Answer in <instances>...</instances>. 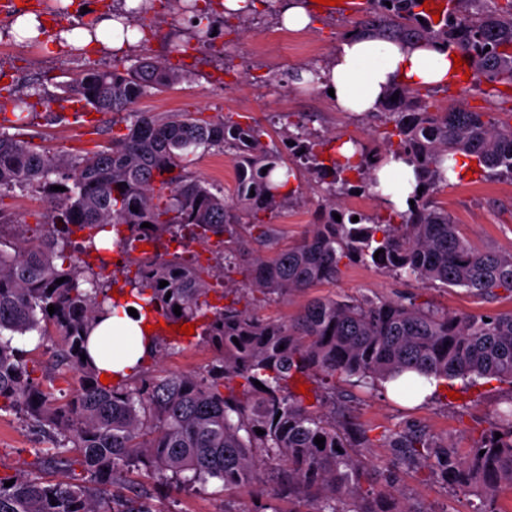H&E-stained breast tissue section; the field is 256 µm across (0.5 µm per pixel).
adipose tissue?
<instances>
[{
    "mask_svg": "<svg viewBox=\"0 0 512 512\" xmlns=\"http://www.w3.org/2000/svg\"><path fill=\"white\" fill-rule=\"evenodd\" d=\"M78 49L121 51L137 43L139 29L124 30L112 14L101 15L94 30L73 27L60 33ZM450 51L434 44L415 46L394 40L345 35L322 72L321 86L333 90L337 111L364 116L380 111L396 84L412 88L454 83ZM417 187L414 168L403 157L389 153L373 170V190L393 210L406 211ZM143 319L126 308L114 309L100 320L88 341V355L99 374L115 378L130 374L148 357Z\"/></svg>",
    "mask_w": 512,
    "mask_h": 512,
    "instance_id": "1",
    "label": "adipose tissue"
}]
</instances>
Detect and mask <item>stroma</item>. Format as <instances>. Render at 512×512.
Wrapping results in <instances>:
<instances>
[{
  "instance_id": "obj_1",
  "label": "stroma",
  "mask_w": 512,
  "mask_h": 512,
  "mask_svg": "<svg viewBox=\"0 0 512 512\" xmlns=\"http://www.w3.org/2000/svg\"><path fill=\"white\" fill-rule=\"evenodd\" d=\"M117 3L118 0H71L65 15L43 13L42 19L47 23L45 34L52 42L37 47L25 42L13 29L10 11H0V74H6L11 91L29 95L34 105L27 137L37 150L64 154L88 150L111 140V115L101 112L92 118L74 112L71 102L63 100L58 84L83 69L111 66L112 53L75 51L55 43L54 38L63 28L92 21ZM282 9L281 0H274L271 7L246 19L227 15L220 34L192 57L190 79L142 98L138 110L199 112L213 119L228 115L240 121L253 118L266 129L265 139L269 142L278 141L286 123L299 121L309 122L311 128L328 137L338 134L345 139L367 140L366 120L337 111L324 90L299 86L290 79L293 72L326 66L350 21L349 15L324 11L315 0H310L308 9L315 18L313 28L291 31L281 24ZM149 19L157 30L156 36L128 49V56L145 54L177 61L172 47L191 33L188 15L169 4L156 7ZM296 184L302 203L289 207L276 219L285 244L309 233L322 195V184L316 175L300 172ZM437 200L474 245L512 253V181L487 178L476 171L440 192ZM0 207L33 226L43 221L48 200L41 189H18L1 197ZM210 283L214 289L210 301H217V288L238 290L242 304L265 321L292 319L316 298L346 300L401 294L416 295L419 300L451 312L512 311V297L504 292L486 301L458 287H424L358 261L342 262L335 280L283 298L250 291L249 277L240 266L223 270L211 277ZM17 345L24 350L35 378L50 388L58 401L74 396L79 387L77 375L48 371L52 342L40 347L33 340L21 338ZM214 354V349L201 339L184 340L160 362H147L146 369L152 374H200ZM337 386L353 395L351 416L369 428L371 437L415 424L438 441L463 451L473 445L482 431L495 424L496 410L512 396V384L494 379L478 380L468 388L458 380L449 382L447 390L437 391L417 406L393 400L382 384L369 390L341 380ZM454 391L459 394L455 400L450 397ZM36 445V437L26 423L14 412L0 410V475L28 472L35 460ZM277 489L276 469L270 465L263 470L260 481L239 487L233 495H225L221 483L212 481L193 491L168 488L155 499L154 505L158 512H224L228 504L238 512H253L257 503L266 501ZM472 502V495L449 490L427 469L401 467L389 506L394 512L409 505L427 508L428 512H472Z\"/></svg>"
}]
</instances>
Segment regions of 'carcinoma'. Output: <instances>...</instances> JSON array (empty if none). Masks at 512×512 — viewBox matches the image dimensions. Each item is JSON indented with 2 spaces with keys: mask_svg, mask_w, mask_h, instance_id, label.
Wrapping results in <instances>:
<instances>
[{
  "mask_svg": "<svg viewBox=\"0 0 512 512\" xmlns=\"http://www.w3.org/2000/svg\"><path fill=\"white\" fill-rule=\"evenodd\" d=\"M206 2L202 10L197 0L183 6L197 23L196 44L186 40L174 47L182 57L212 40L224 4ZM349 31L456 49L477 83L486 85L490 101H512V0H447L437 22L417 0H372L371 15L352 22ZM186 79L172 63L144 55L128 66L118 60L62 82L82 111L122 116L124 128L85 154L36 150L24 138L29 96L11 98V115L0 118V195L38 186L50 208L34 229L0 208V402L54 448L55 463L72 465L66 454L77 449L78 462L97 484H118L137 471L159 488L219 479L227 493L256 480L266 463L280 461V492L290 500H312L309 512H392L385 491L362 486L364 465L355 449L374 445L368 430L350 421L346 402L327 408L328 400H336V378L373 385L416 371L439 385L454 379L470 384L476 377L512 383V311L457 314L413 297L317 298L289 322L263 321L236 301L211 304L204 268L170 246L183 249L187 238L205 242L215 236L224 245L218 259L227 266L238 264L247 246L260 247L264 253L248 272L254 289L267 295L290 296L333 280L347 259L485 299L500 290L512 296V254L473 246L435 201L448 187L451 156L476 163L486 177L512 178V108L500 115L455 102L431 112L419 90L398 84V100L372 114L378 124L368 128L381 146L368 151L354 139L360 151L346 158L339 153L341 137L326 138L305 123L294 124L295 131L283 132L276 144L262 141L265 129L257 121L134 110L143 97ZM212 150L235 163V197L229 201L224 190L190 171ZM384 151L404 154L424 191L413 195L407 211L372 218L343 199L368 193L371 170ZM285 157L287 178L304 170L330 174L332 181L311 234L283 248L273 219L298 200L296 188L282 193L271 181ZM54 185L64 190H50ZM355 216L359 221H352ZM145 222L151 227H142ZM6 228L14 229L10 252L1 248ZM79 232L76 242L72 236ZM133 250L139 256L131 259ZM114 251L135 266L133 288L117 298L102 274ZM91 253L95 266L80 258ZM60 278L64 282L56 283ZM162 281L168 285L160 287ZM125 296L141 307L138 314L149 325L160 317L196 324L195 335L216 351L204 373L148 377L140 365L102 384L81 354L96 317L108 304L127 306ZM5 331L11 333L6 339ZM34 331L42 340L59 337L52 372L80 376V389L66 403L32 377L24 351L13 345L14 335ZM296 378L331 385V396L316 392L315 403L304 404L289 388ZM496 418L497 426L464 455L414 425L387 432L379 442L392 450L393 466L426 468L448 487L478 496L473 512H501L500 492L512 488V396ZM258 428L265 434H257ZM497 432L502 437L495 438ZM317 436L325 438L322 449L314 443ZM10 480L14 484L4 486ZM0 512L155 509L147 493L106 500L95 487L47 484L28 473L0 476Z\"/></svg>",
  "mask_w": 512,
  "mask_h": 512,
  "instance_id": "obj_1",
  "label": "carcinoma"
}]
</instances>
